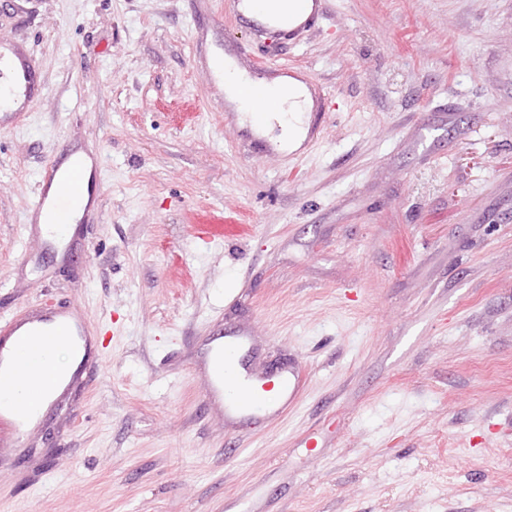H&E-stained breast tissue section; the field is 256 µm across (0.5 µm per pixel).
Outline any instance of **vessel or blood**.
Returning <instances> with one entry per match:
<instances>
[{"label": "vessel or blood", "mask_w": 512, "mask_h": 512, "mask_svg": "<svg viewBox=\"0 0 512 512\" xmlns=\"http://www.w3.org/2000/svg\"><path fill=\"white\" fill-rule=\"evenodd\" d=\"M4 68L9 70L10 80L0 81V90L7 94L6 102L0 103V129L16 122L22 111L31 109L41 96L30 62L14 51L8 39L0 38V70ZM84 174L85 166L79 160L65 172L55 165L45 169L30 204L39 218L31 232L43 248H55L66 240L69 227L65 223L64 200L80 193ZM87 341L81 315L68 309L37 307L0 322L1 429L23 436L29 428V417L43 406L42 396L23 394L30 366L45 359L53 344L76 345ZM241 349V344L228 342L214 353L207 399L223 401L224 413L229 417L268 411L273 402L283 408L292 404L300 385L298 375L280 374L273 385L265 379L242 383L237 369L227 364Z\"/></svg>", "instance_id": "obj_1"}]
</instances>
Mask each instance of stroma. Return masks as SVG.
I'll return each mask as SVG.
<instances>
[{
  "label": "stroma",
  "mask_w": 512,
  "mask_h": 512,
  "mask_svg": "<svg viewBox=\"0 0 512 512\" xmlns=\"http://www.w3.org/2000/svg\"><path fill=\"white\" fill-rule=\"evenodd\" d=\"M322 9L289 41L229 0H0L43 91L0 129V320L74 307L94 342L0 435V512H512V0ZM218 51L312 87L309 145L250 143ZM72 149L95 202L44 251L29 202ZM241 328L306 382L230 427L192 366Z\"/></svg>",
  "instance_id": "obj_1"
}]
</instances>
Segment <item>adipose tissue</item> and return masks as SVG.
Segmentation results:
<instances>
[{
	"mask_svg": "<svg viewBox=\"0 0 512 512\" xmlns=\"http://www.w3.org/2000/svg\"><path fill=\"white\" fill-rule=\"evenodd\" d=\"M241 10L247 19L279 30L296 28L306 19L305 14L296 11L292 0H244ZM214 68L223 73L225 100L239 112L242 123L257 135L271 137L280 150L300 147L312 110L311 94L305 83L288 77L266 83L275 107L262 115L250 102L249 91L255 81L246 70L228 55L217 57Z\"/></svg>",
	"mask_w": 512,
	"mask_h": 512,
	"instance_id": "ef3b65f1",
	"label": "adipose tissue"
}]
</instances>
